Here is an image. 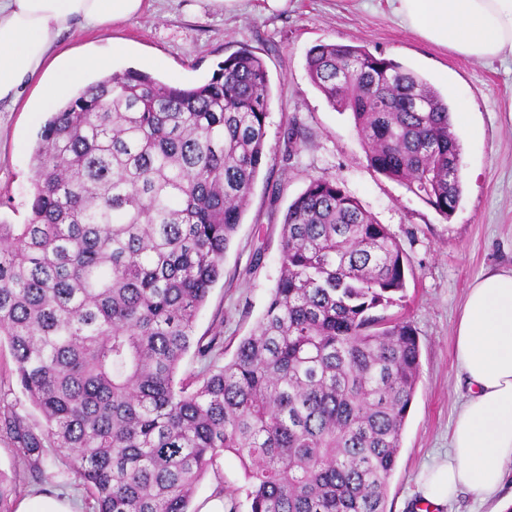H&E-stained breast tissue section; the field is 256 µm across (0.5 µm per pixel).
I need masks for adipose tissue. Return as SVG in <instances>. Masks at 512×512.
Returning <instances> with one entry per match:
<instances>
[{"label":"adipose tissue","mask_w":512,"mask_h":512,"mask_svg":"<svg viewBox=\"0 0 512 512\" xmlns=\"http://www.w3.org/2000/svg\"><path fill=\"white\" fill-rule=\"evenodd\" d=\"M426 41L474 59L512 57V0H387ZM145 0H0V101L18 100L39 79L38 109L53 110L85 72L108 68L110 52L52 56L61 33L102 29L142 13ZM455 352L468 386L445 461L423 468L425 502L447 503L464 489L496 494L512 473V269L484 273L471 286L455 328Z\"/></svg>","instance_id":"1"}]
</instances>
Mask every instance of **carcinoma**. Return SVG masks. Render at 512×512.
I'll return each mask as SVG.
<instances>
[{
  "instance_id": "obj_1",
  "label": "carcinoma",
  "mask_w": 512,
  "mask_h": 512,
  "mask_svg": "<svg viewBox=\"0 0 512 512\" xmlns=\"http://www.w3.org/2000/svg\"><path fill=\"white\" fill-rule=\"evenodd\" d=\"M311 82L350 112L370 166L444 217L462 187L445 98L352 44L307 57ZM270 88L247 50L205 83L128 69L80 87L46 120L30 215L0 222V345L44 422L3 428L30 471L46 447L95 512H189L226 452L248 512H386L420 374L412 324L387 314L406 257L335 178L288 205L281 274L230 361L189 379L195 319L267 158ZM13 484L0 474V512Z\"/></svg>"
}]
</instances>
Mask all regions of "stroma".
Segmentation results:
<instances>
[{
  "label": "stroma",
  "instance_id": "35a3bbf8",
  "mask_svg": "<svg viewBox=\"0 0 512 512\" xmlns=\"http://www.w3.org/2000/svg\"><path fill=\"white\" fill-rule=\"evenodd\" d=\"M187 0H147L144 11L98 31L63 32L61 48L106 50L127 42L113 70L158 61L154 77L176 85L211 78L224 58L239 50L260 57L271 101L266 122L268 157L261 167L238 230L224 255V277L212 288L195 322L196 336L224 339L232 357L241 338L261 319L280 274L281 230L290 202L310 179H340L378 223L386 225L407 261L406 290L392 314L416 329L421 346L420 379L402 433L387 493L388 512H417L419 474L448 449V436L465 391L455 356L454 329L470 285L492 269L512 268V63L475 60L435 46L400 26L386 0H289L266 12L261 0H243L224 14L187 12ZM322 43H353L399 63L437 89L450 107L468 104L471 122L453 125L461 145L462 196L443 217L398 182L374 171L350 113L332 108L311 82L306 58ZM45 115L0 104V221L25 223L32 192V155ZM300 140L289 150V126ZM9 350H0V420L12 417L40 430L41 417L16 383ZM43 475L20 459L18 444L0 429V473L13 478L18 497L59 483V495L80 512H94L78 482L64 483L65 459L48 449ZM241 465L225 454L199 483L196 500L223 487L225 500L247 512ZM433 512H512V477L486 502L469 492Z\"/></svg>",
  "mask_w": 512,
  "mask_h": 512
}]
</instances>
